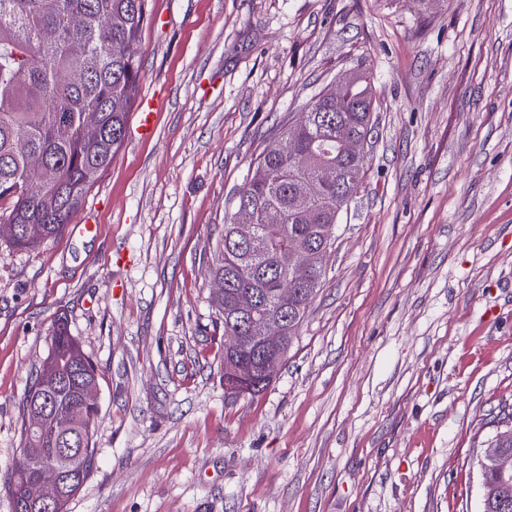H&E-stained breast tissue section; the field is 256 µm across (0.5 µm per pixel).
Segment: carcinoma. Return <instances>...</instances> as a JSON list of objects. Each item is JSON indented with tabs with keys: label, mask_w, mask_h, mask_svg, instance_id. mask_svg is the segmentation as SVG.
<instances>
[{
	"label": "carcinoma",
	"mask_w": 512,
	"mask_h": 512,
	"mask_svg": "<svg viewBox=\"0 0 512 512\" xmlns=\"http://www.w3.org/2000/svg\"><path fill=\"white\" fill-rule=\"evenodd\" d=\"M151 17L150 0H0V224L14 228L12 246L31 250L59 235L111 165L139 91L141 34ZM375 104L370 74L326 86L258 156L235 198V209L253 215V241L239 246L231 215L207 270L211 280L224 283L211 298L224 335H238L224 305L249 293L256 297L254 317L277 312L287 319L288 350L322 285L339 214L357 194L366 164V157L348 155L341 130L347 126L370 139ZM90 114L96 132L88 128ZM32 156L42 160L35 172ZM328 166L336 168L334 182L319 178ZM293 245L301 246L305 264L288 255ZM250 352L245 347L235 359L224 357V381L237 379ZM96 383V364L59 316L47 356L24 392L19 458L0 484L14 512L27 510L23 487L35 476L31 462L55 466L65 442L73 446L82 479L65 485L57 512H67L90 477L99 408L81 406L80 395ZM42 406L45 414L29 429L32 412ZM490 444L512 452V415L499 420ZM479 470L482 512H512V474L501 476L487 462Z\"/></svg>",
	"instance_id": "carcinoma-1"
}]
</instances>
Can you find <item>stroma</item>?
I'll return each mask as SVG.
<instances>
[{
	"label": "stroma",
	"mask_w": 512,
	"mask_h": 512,
	"mask_svg": "<svg viewBox=\"0 0 512 512\" xmlns=\"http://www.w3.org/2000/svg\"><path fill=\"white\" fill-rule=\"evenodd\" d=\"M151 4L154 135L129 121L61 234L0 239V480L62 313L99 373L68 512H480L512 415V0ZM359 69L375 130L322 286L270 386L230 396L215 240L269 139Z\"/></svg>",
	"instance_id": "obj_1"
}]
</instances>
